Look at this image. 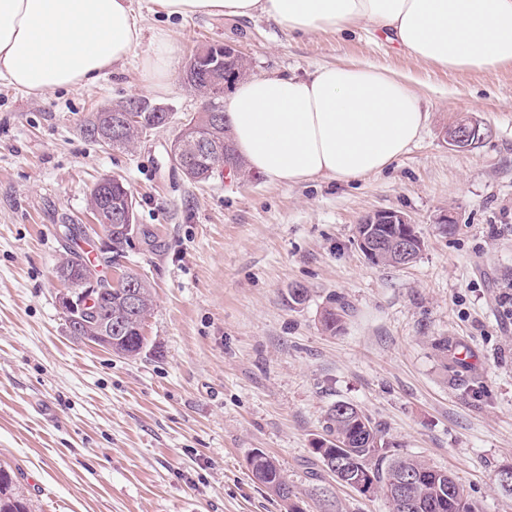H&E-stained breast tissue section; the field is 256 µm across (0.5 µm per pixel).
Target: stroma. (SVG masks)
<instances>
[{
    "mask_svg": "<svg viewBox=\"0 0 512 512\" xmlns=\"http://www.w3.org/2000/svg\"><path fill=\"white\" fill-rule=\"evenodd\" d=\"M133 7L142 42L95 84L49 96L0 84V468L32 512H287L251 479L256 450L301 512H389L315 463L339 401L381 424L396 455L454 473L480 512H512L495 479L512 466V64L450 73L362 25L303 35L262 15ZM160 27L180 45L178 71L199 45L231 43L255 75L351 60L408 75L428 123L407 155L355 182L191 183L168 149L201 101L177 77L161 92L141 83ZM133 97L167 105L170 124L130 150L84 137L92 112ZM464 115L490 134L454 150L443 134ZM107 176L136 200L124 265L155 299L134 359L70 336L57 300L60 227L92 223L89 193ZM448 208L458 222L445 232L435 218ZM384 209L413 222L415 262L376 266L360 251L358 224ZM333 295L349 311L331 334Z\"/></svg>",
    "mask_w": 512,
    "mask_h": 512,
    "instance_id": "obj_1",
    "label": "stroma"
}]
</instances>
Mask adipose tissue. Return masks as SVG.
<instances>
[{"label": "adipose tissue", "mask_w": 512, "mask_h": 512, "mask_svg": "<svg viewBox=\"0 0 512 512\" xmlns=\"http://www.w3.org/2000/svg\"><path fill=\"white\" fill-rule=\"evenodd\" d=\"M166 18L266 16L292 33L362 24L415 59L451 72L512 63V0H151ZM142 37L132 0H0V82L47 96L94 84L123 65ZM178 43L164 28L141 80L167 89ZM411 77L364 61L303 76L260 75L224 102L235 146L271 183L341 182L381 173L420 138L428 119Z\"/></svg>", "instance_id": "ef3b65f1"}]
</instances>
